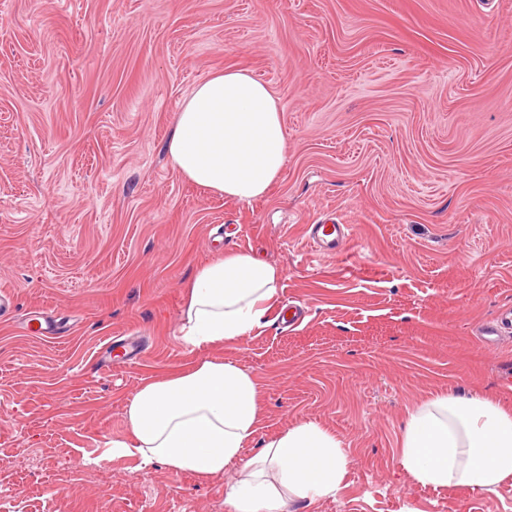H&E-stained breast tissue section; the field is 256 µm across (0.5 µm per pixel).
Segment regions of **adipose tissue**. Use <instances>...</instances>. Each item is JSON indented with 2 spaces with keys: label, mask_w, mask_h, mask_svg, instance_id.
<instances>
[{
  "label": "adipose tissue",
  "mask_w": 512,
  "mask_h": 512,
  "mask_svg": "<svg viewBox=\"0 0 512 512\" xmlns=\"http://www.w3.org/2000/svg\"><path fill=\"white\" fill-rule=\"evenodd\" d=\"M281 104L243 69L212 74L187 95L167 152L188 182L239 201L263 197L285 163ZM282 271L249 253L199 261L181 293L179 336L194 349L252 336L277 304ZM258 380L237 364L204 359L147 382L127 407V438L108 458L208 478L239 463L225 512H286L289 499L333 497L348 461L335 435L304 422L243 458L260 419ZM398 466L419 484L491 490L512 479V408L448 391L413 409Z\"/></svg>",
  "instance_id": "adipose-tissue-1"
}]
</instances>
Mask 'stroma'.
I'll return each instance as SVG.
<instances>
[{
	"label": "stroma",
	"instance_id": "obj_1",
	"mask_svg": "<svg viewBox=\"0 0 512 512\" xmlns=\"http://www.w3.org/2000/svg\"><path fill=\"white\" fill-rule=\"evenodd\" d=\"M250 70L278 95L285 165L251 203L166 153L184 98ZM349 225L335 254L312 224ZM247 251L283 288L252 337L190 349L180 291ZM0 512H225L208 480L105 458L150 378L211 357L253 374L245 456L313 422L348 458L336 497L286 512H512L397 465L445 390L512 405V0H0ZM56 320L45 338L30 316Z\"/></svg>",
	"mask_w": 512,
	"mask_h": 512
}]
</instances>
